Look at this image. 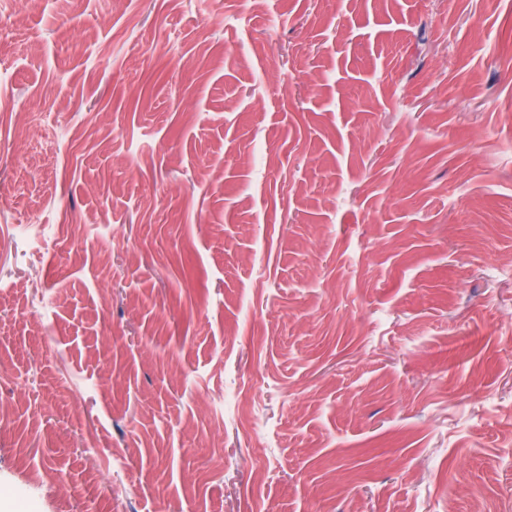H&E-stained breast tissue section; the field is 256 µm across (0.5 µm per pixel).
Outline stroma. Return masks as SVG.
I'll return each mask as SVG.
<instances>
[{
  "instance_id": "stroma-1",
  "label": "stroma",
  "mask_w": 512,
  "mask_h": 512,
  "mask_svg": "<svg viewBox=\"0 0 512 512\" xmlns=\"http://www.w3.org/2000/svg\"><path fill=\"white\" fill-rule=\"evenodd\" d=\"M511 257L512 0H0V512H512Z\"/></svg>"
}]
</instances>
